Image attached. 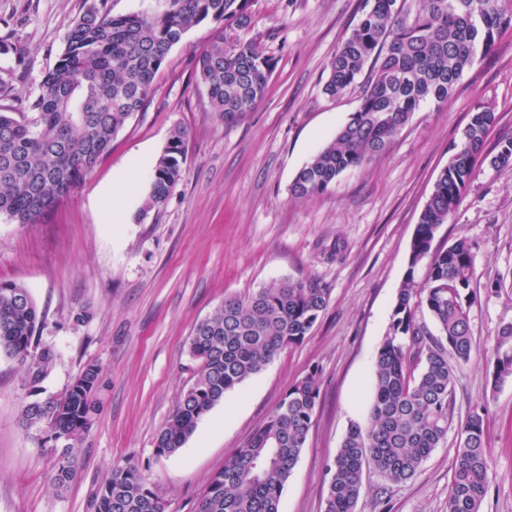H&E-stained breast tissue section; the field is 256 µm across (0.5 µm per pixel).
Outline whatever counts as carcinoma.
Masks as SVG:
<instances>
[{
	"mask_svg": "<svg viewBox=\"0 0 512 512\" xmlns=\"http://www.w3.org/2000/svg\"><path fill=\"white\" fill-rule=\"evenodd\" d=\"M250 0H169L158 15H113L92 3L69 28L65 48L43 76L27 111L0 108V215L34 224L90 174L112 140L145 106L172 47L192 28L213 25L194 71L212 111L230 121L263 98L275 59L255 39L229 41L224 24H251ZM363 12L330 62L324 93L335 98L361 84L359 105L335 137L296 173L295 199L327 192L344 172L370 163L422 105L443 102L475 58L512 27V0H365ZM363 82H358L361 75ZM497 114L478 106L438 174L410 245L409 264L389 332L374 361L373 397L364 424L348 427L326 464L324 512H356L364 470L383 479L378 495L412 478L455 432L456 454L448 512H482L492 479L486 414L455 419L456 371L471 360L469 310L477 296L473 243L458 238L435 248L477 177V162ZM187 132L177 128L157 159L139 213L163 207L181 180ZM493 167L512 165V137L499 141ZM423 277L415 276L419 265ZM330 288L312 278H284L243 298H229L194 326L188 353L191 383L155 439L156 453L176 452L224 395L257 374L288 345L303 342L326 309ZM425 314L433 326L420 320ZM42 321L29 289L0 283V353L41 382L56 353L39 346ZM512 378V323L497 336L491 383ZM99 368L86 365L59 396L35 399L21 412L28 430L49 431L65 444L51 477L66 487L77 475L69 449L91 426ZM320 396L314 369L291 385L276 409L215 472L193 512H280ZM88 512H166L145 470L115 465L91 493Z\"/></svg>",
	"mask_w": 512,
	"mask_h": 512,
	"instance_id": "cac0c4a2",
	"label": "carcinoma"
}]
</instances>
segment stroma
<instances>
[{
    "instance_id": "stroma-1",
    "label": "stroma",
    "mask_w": 512,
    "mask_h": 512,
    "mask_svg": "<svg viewBox=\"0 0 512 512\" xmlns=\"http://www.w3.org/2000/svg\"><path fill=\"white\" fill-rule=\"evenodd\" d=\"M91 0H0V107L25 111ZM364 0H252L249 27L276 60L263 99L227 121L212 112L193 58L211 27L173 46L149 94L110 151L62 203L36 224L0 216V282L28 288L43 315L41 345L56 359L31 384L26 367L0 354V512H86L96 484L117 464L146 467L166 512H192L226 459L259 429L289 386L321 371L319 403L284 488L281 512H324L325 464L350 424L364 423L373 364L388 334L419 216L434 182L479 106L499 121L486 149L512 137V29L478 57L445 102H429L370 164L344 172L319 196L297 200V171L358 106L359 91L324 93L329 63L362 14ZM188 132L181 180L167 204L135 216L152 171L176 128ZM135 182L112 220V187ZM475 244L469 315L471 361L455 381V414L488 411L494 480L482 512H512V379L492 387L487 362L500 327L512 322V167L483 163L436 244ZM316 277L331 288L311 336L284 348L225 394L181 448L157 455L155 437L189 384L187 341L223 305L286 278ZM504 278L499 294L487 281ZM98 365L99 410L74 455L81 471L63 489L50 483L59 452L21 423L35 396L62 394L87 364ZM455 447L435 449L408 482L376 496L365 471L356 512H448Z\"/></svg>"
}]
</instances>
